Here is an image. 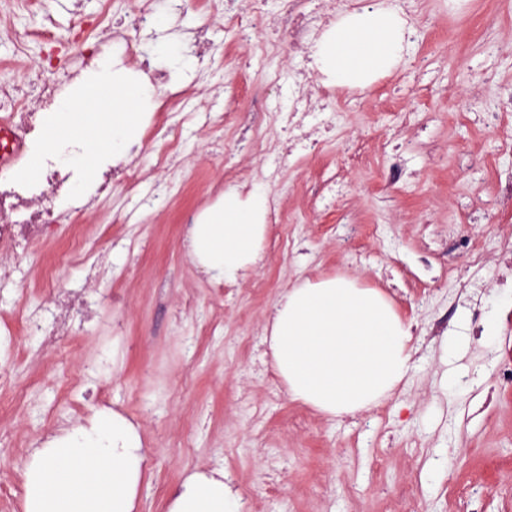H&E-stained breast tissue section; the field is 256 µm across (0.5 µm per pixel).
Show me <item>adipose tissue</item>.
I'll return each mask as SVG.
<instances>
[{
  "label": "adipose tissue",
  "instance_id": "1",
  "mask_svg": "<svg viewBox=\"0 0 512 512\" xmlns=\"http://www.w3.org/2000/svg\"><path fill=\"white\" fill-rule=\"evenodd\" d=\"M405 27L396 11L378 7L336 21L313 48L329 85L358 87L397 66ZM150 92L124 69L101 62L55 107L45 153L93 181L107 154H125L141 127ZM268 199L233 188L194 224L190 257L216 280L235 281L262 251ZM410 326L378 289L334 276L289 288L275 306L269 348L292 400L341 417L390 399L414 365ZM147 451L132 421L112 411L34 449L25 472L24 512H134ZM223 477L194 474L174 494L170 512H241Z\"/></svg>",
  "mask_w": 512,
  "mask_h": 512
}]
</instances>
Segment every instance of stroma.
<instances>
[{
  "instance_id": "obj_1",
  "label": "stroma",
  "mask_w": 512,
  "mask_h": 512,
  "mask_svg": "<svg viewBox=\"0 0 512 512\" xmlns=\"http://www.w3.org/2000/svg\"><path fill=\"white\" fill-rule=\"evenodd\" d=\"M62 42L59 64L79 61L66 44L75 8L105 16L125 28L142 0H44ZM167 27L132 35L127 67L163 70L155 45L178 40L191 57L198 32L209 48L203 62L181 68L155 87L153 100L192 88L200 108L183 126L179 162L155 167L158 142L134 143L127 156L138 172L135 191L116 188L128 224L112 223V208L99 202L84 215L85 255L56 265L71 224L53 227L52 242L12 258L10 279L0 282V323L13 326L19 357L0 351V367L28 390L19 414L0 413V430L17 437L0 447V480L24 469L36 446L99 408L102 391L140 428L147 461L136 512H168L171 494L187 476L213 469L223 456L225 474L262 470L264 443L280 457L273 483L258 482L248 512H448V490L470 487L478 512H505L512 503V390L487 402L497 366L512 359V288L497 272L512 241V210L497 204L498 171L512 172V112H497L512 93V10L500 0H406L420 26L410 52L390 72L356 88L360 102L342 113L336 137L312 153H266L263 146L238 150L240 129L227 114L247 107L254 93L287 101V84L271 89L244 66L270 37L263 30L243 46L224 29V0H153ZM233 154L242 193L264 191L287 212L284 228L267 226L262 258L241 272L224 305L213 301L214 281L189 257L190 216L224 194V156ZM410 161L394 189L377 178L393 154ZM277 164L280 180H265ZM346 176L347 193L335 209H323L319 184ZM295 240L292 253L278 249V233ZM430 235L461 281H484L483 316L500 321L498 338L472 336L466 303L438 283L431 300L418 304L421 281L432 275L420 264L423 235ZM464 235L485 258L474 271L452 252L453 235ZM53 267L57 291L86 294L87 315L76 341L62 349L28 335L26 322L51 305L37 275ZM346 276L376 288L412 325L415 367L395 395L380 405L329 418L281 397L267 403L273 377L264 329L281 294L306 279ZM461 336L455 353L444 336Z\"/></svg>"
}]
</instances>
